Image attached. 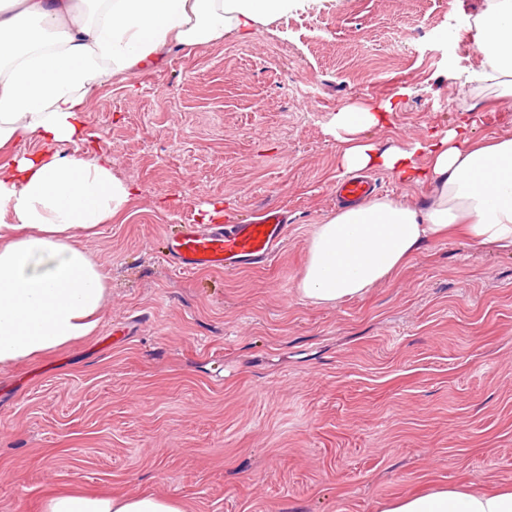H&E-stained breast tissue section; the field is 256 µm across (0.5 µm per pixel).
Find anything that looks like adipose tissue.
<instances>
[{
    "mask_svg": "<svg viewBox=\"0 0 512 512\" xmlns=\"http://www.w3.org/2000/svg\"><path fill=\"white\" fill-rule=\"evenodd\" d=\"M0 0V151L21 138L40 152L0 166V368L93 335L108 288L79 237L111 223L133 189L112 173L108 151L82 158L59 148L82 140L96 86L154 64L172 43L186 49L252 32L296 0ZM483 57L471 80L498 87L512 108V0H488L475 23ZM397 101L346 106L331 132L341 176L382 169L423 191L420 203L374 196L316 225L298 281L302 298L332 306L363 296L428 244L461 234L512 251V137L474 136L467 125L378 150L369 129ZM45 512H185L172 498L60 493ZM381 512H512V489L458 487L407 495Z\"/></svg>",
    "mask_w": 512,
    "mask_h": 512,
    "instance_id": "1",
    "label": "adipose tissue"
}]
</instances>
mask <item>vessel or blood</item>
I'll return each instance as SVG.
<instances>
[{"mask_svg":"<svg viewBox=\"0 0 512 512\" xmlns=\"http://www.w3.org/2000/svg\"><path fill=\"white\" fill-rule=\"evenodd\" d=\"M288 231L287 218L277 208L264 209L248 224H185L168 245L167 260L174 271L229 270L247 258L267 265Z\"/></svg>","mask_w":512,"mask_h":512,"instance_id":"obj_1","label":"vessel or blood"}]
</instances>
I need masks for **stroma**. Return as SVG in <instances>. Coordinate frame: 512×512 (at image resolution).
<instances>
[{
    "mask_svg": "<svg viewBox=\"0 0 512 512\" xmlns=\"http://www.w3.org/2000/svg\"><path fill=\"white\" fill-rule=\"evenodd\" d=\"M487 0H300L244 38L173 45L92 95L101 147L137 188L80 238L109 293L98 332L0 370V512L60 491L151 493L186 512H378L440 486L512 485V255L458 237L334 306L297 282L335 211L336 112L399 96L367 136L464 123L511 135L468 83ZM220 212H211L213 204ZM288 217L258 268L175 272L183 224Z\"/></svg>",
    "mask_w": 512,
    "mask_h": 512,
    "instance_id": "1",
    "label": "stroma"
}]
</instances>
